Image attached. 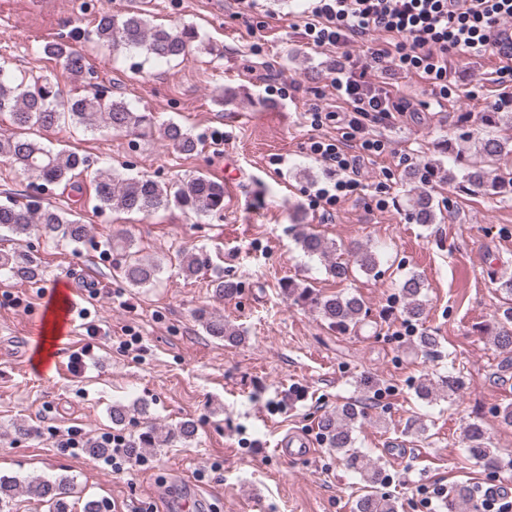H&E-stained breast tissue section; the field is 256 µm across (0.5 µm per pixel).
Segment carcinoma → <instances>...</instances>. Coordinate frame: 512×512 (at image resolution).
<instances>
[{"label":"carcinoma","instance_id":"carcinoma-1","mask_svg":"<svg viewBox=\"0 0 512 512\" xmlns=\"http://www.w3.org/2000/svg\"><path fill=\"white\" fill-rule=\"evenodd\" d=\"M97 42L101 46L121 45L136 49L148 58L159 60H183L188 57L197 33L190 26L169 27L157 25L139 12L123 14L104 13L95 28ZM44 53L53 58L66 72L81 76L86 70L84 55L73 50L67 41H56L44 46ZM0 112L9 113L17 133L0 139V159L8 161L19 170L31 173L48 185L69 183L87 170L85 159L75 151H52L31 137V132L48 130L65 124H74L94 130L105 127L114 132L142 131L150 123L143 112H134L118 99L107 97L97 89L83 94L63 97L59 83L48 76H38L33 83L3 77L0 66ZM163 138L175 150L190 154L197 149V140L178 124L169 123L163 128ZM478 153L494 163L504 155L512 154V140L487 136L477 141ZM463 157L454 159V164L463 169L462 181L473 187H483L495 194L512 193V176L491 175V171L463 167ZM94 200L99 209L110 208L126 212L149 215L159 209L175 205L194 214H219L224 210V184L206 176H196L185 184L174 187L149 178L125 177L113 170L100 171L93 177ZM409 214L418 224H432L437 219L433 197L420 191L407 200ZM7 231L15 237H27L37 231L49 239L58 236L71 244L85 241L87 225L67 217V212L56 208H34L30 204L12 202L0 205V232ZM302 251L326 264L331 276L343 281L348 276V265L337 261L336 243L312 231H303L298 237ZM112 249L121 251L123 262L119 269L125 281L132 287L144 288L153 285L161 269L155 260L140 257L132 250L129 237L112 240ZM353 262L367 273L374 271L378 261L376 254L365 249L353 256ZM210 258L202 252L182 251L178 256V269L188 279L208 267ZM8 271L20 280H34L42 275L40 266L33 260L15 251L0 249V270ZM288 295L315 307L331 326L347 329L355 327L366 317L363 300L355 294L336 293L317 296L308 288L288 281L282 284ZM424 287L421 277L405 278L400 288L405 295L404 315L419 321L425 303L421 299ZM240 284L222 278L215 282L214 296L218 299L238 293ZM197 320L206 333L230 344L242 341L243 331L205 309L197 312ZM493 341L496 347L512 350V313H505L503 321L495 328ZM448 389V394L457 393L462 381L457 376L435 378L426 373L420 376L415 392L419 399L428 403L434 400L438 387ZM363 419V412L356 403H347L335 412L324 415L320 427L328 447L343 453L350 468L366 485V493L358 497L356 512H398L397 501L384 494L378 487L385 484L383 470L366 455L353 449L352 437L356 423ZM197 435V426L192 420H184L173 428L151 426L132 438L126 453L139 456L146 448H163L175 438L190 443ZM464 438L469 454L477 459H491L495 449L489 445L482 424L473 422L465 429ZM43 502L45 512H69L68 498L74 493L73 482L61 477L55 480L34 477L21 482L15 477L0 476V512H13V501L20 488Z\"/></svg>","mask_w":512,"mask_h":512}]
</instances>
